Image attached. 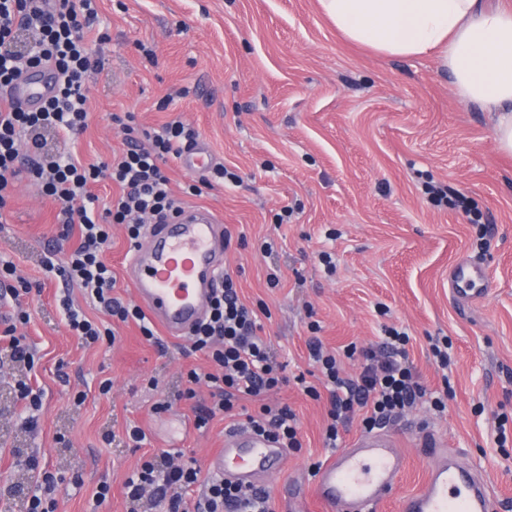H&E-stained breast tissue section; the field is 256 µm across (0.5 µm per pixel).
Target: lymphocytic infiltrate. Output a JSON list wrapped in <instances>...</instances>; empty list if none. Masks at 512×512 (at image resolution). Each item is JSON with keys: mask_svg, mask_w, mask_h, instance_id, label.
<instances>
[{"mask_svg": "<svg viewBox=\"0 0 512 512\" xmlns=\"http://www.w3.org/2000/svg\"><path fill=\"white\" fill-rule=\"evenodd\" d=\"M98 24L97 0H42L38 7L33 0H0V89L11 85L25 69L44 64L61 76L55 94L37 109L0 103V223L6 221L17 182L24 178L34 182L58 204L56 220L63 230L80 228V243L67 255L64 266H56L47 257L43 260L46 271H60L67 282L86 290L99 311L122 323L136 322L144 339L154 343L158 334L145 312L114 296L117 276L104 254L111 242V225H125L133 245L141 237L144 218L161 220L176 210L178 202L171 194L166 166L195 145L198 134L180 120L156 132L141 130L132 114H116L112 120L125 134L126 149L120 157L85 165L68 153H45L44 134L72 140L89 125V84L104 61L92 52L86 35ZM103 180L112 181L120 192L101 209L91 187ZM0 283L13 306L12 312L0 316V335L8 339L6 349L13 365L23 369L14 389L26 412L22 426L33 431L38 427L42 398L25 377L35 359L25 337L17 333L18 325L30 319L20 299L32 287L9 263L0 265ZM60 306L70 330L84 345L114 341V330L76 309L70 297H62ZM261 329L257 311L240 302L232 272H224L206 318L188 337L191 352L204 355L207 366L186 372L179 396L194 401L198 385L210 390L209 403L194 408L196 429L207 428L219 417L266 434L281 447L300 449L295 413L288 406L261 401L265 393L291 381L312 398L327 394L330 408L324 445L328 448L337 447L341 427L355 412H363L364 428L370 431L420 402L439 413L447 408L443 397L421 383L409 358L405 331L388 328L377 348L349 346L345 354L360 360L361 372L347 377L335 355L324 351L318 324H311L309 358L322 376L320 385L314 386L304 375L288 377L285 363L261 336ZM249 400L259 402L257 412L247 410ZM125 490L127 512H143L147 505L162 512H276L269 491L220 476L202 479L195 459L167 450L143 459L127 477Z\"/></svg>", "mask_w": 512, "mask_h": 512, "instance_id": "1", "label": "lymphocytic infiltrate"}]
</instances>
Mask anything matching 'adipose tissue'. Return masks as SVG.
Segmentation results:
<instances>
[{"instance_id":"ef3b65f1","label":"adipose tissue","mask_w":512,"mask_h":512,"mask_svg":"<svg viewBox=\"0 0 512 512\" xmlns=\"http://www.w3.org/2000/svg\"><path fill=\"white\" fill-rule=\"evenodd\" d=\"M349 42L386 57L435 55L458 93L496 113L512 154V9L485 0H319Z\"/></svg>"}]
</instances>
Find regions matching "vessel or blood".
<instances>
[{"instance_id":"1","label":"vessel or blood","mask_w":512,"mask_h":512,"mask_svg":"<svg viewBox=\"0 0 512 512\" xmlns=\"http://www.w3.org/2000/svg\"><path fill=\"white\" fill-rule=\"evenodd\" d=\"M55 82L52 66L43 65L20 78L11 96L36 107L51 95ZM214 162L202 145L179 159L192 174L207 171ZM223 271L224 226L215 212L197 206L181 207L167 223L152 225L125 266L138 302L171 338L184 337L206 316ZM484 281L483 271L461 264L453 272L452 288L460 298L477 297ZM422 448L434 464L421 487L401 501L400 512H488L489 489L477 474L440 450L436 441L425 440ZM286 455V449L267 435L233 429L225 433L224 446L211 458L210 469L226 480L260 488L281 468ZM402 469L403 459L391 437L369 432L319 467L313 493L326 512H376Z\"/></svg>"}]
</instances>
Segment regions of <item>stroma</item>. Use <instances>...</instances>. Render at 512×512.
I'll return each mask as SVG.
<instances>
[{
    "mask_svg": "<svg viewBox=\"0 0 512 512\" xmlns=\"http://www.w3.org/2000/svg\"><path fill=\"white\" fill-rule=\"evenodd\" d=\"M99 10L107 38L88 39L105 67L92 82L91 123L77 141L49 148L86 164L111 159L124 148L116 113H133L146 130L177 118L192 125L241 181L191 196V175L174 161L171 188L230 230L224 264L241 299L269 310L263 334L287 375L313 369L310 322L339 354L351 343L377 346L397 325L408 330L422 382L434 391L452 385L444 413L417 404L385 424L405 467L377 512H398L420 488L430 465L420 449L426 434L488 482L491 512H512V155L498 147L495 113L464 102L433 55L388 58L348 42L318 0H100ZM431 184L465 197L481 225L435 205ZM285 208L292 216L282 224ZM57 211L23 180L0 223V262L34 288L22 299L30 320L18 332L36 350L30 383L43 402L36 433L25 432L12 380L0 375V512L22 510L3 498L7 486L35 490L47 472L61 479L56 512H126L124 483L144 453L176 446L207 468L229 424L217 418L194 428L192 405L207 402L204 387L195 402L152 413L153 403L182 389L183 371L204 363L186 354V339L152 344L130 322L114 344L81 346L57 305L65 282L42 267L45 255L63 262L79 243L75 232L59 239ZM322 251L333 254L335 272L320 264ZM461 263L483 267L484 299L455 296L452 271ZM437 337L450 342L444 369L430 350ZM79 392L85 401L77 407ZM268 400L295 412L304 441L268 478L278 512H289L292 495L300 512H325L310 494V466L331 454L323 444L327 400L293 383ZM129 426L145 430L144 448L104 443L105 432ZM20 454L37 468L18 467ZM104 481L111 495L99 505Z\"/></svg>",
    "mask_w": 512,
    "mask_h": 512,
    "instance_id": "obj_1",
    "label": "stroma"
}]
</instances>
